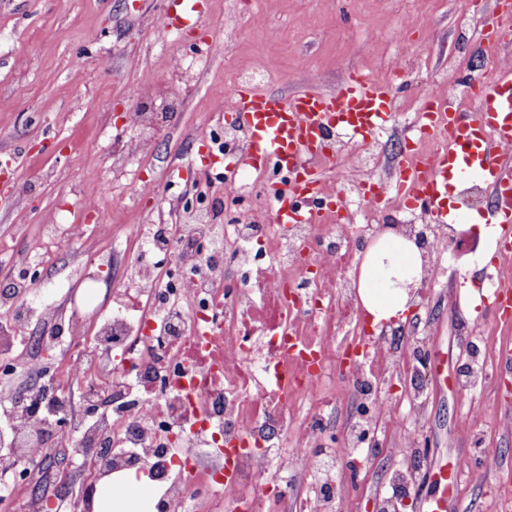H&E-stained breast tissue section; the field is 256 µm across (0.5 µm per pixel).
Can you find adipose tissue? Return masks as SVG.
<instances>
[{"instance_id": "ef3b65f1", "label": "adipose tissue", "mask_w": 512, "mask_h": 512, "mask_svg": "<svg viewBox=\"0 0 512 512\" xmlns=\"http://www.w3.org/2000/svg\"><path fill=\"white\" fill-rule=\"evenodd\" d=\"M388 265L397 268L399 279L417 277L420 259L415 242L384 235L362 265L360 295L367 311L378 321L402 314L410 299L407 290L378 286Z\"/></svg>"}]
</instances>
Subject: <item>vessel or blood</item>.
<instances>
[{
  "label": "vessel or blood",
  "instance_id": "1",
  "mask_svg": "<svg viewBox=\"0 0 512 512\" xmlns=\"http://www.w3.org/2000/svg\"><path fill=\"white\" fill-rule=\"evenodd\" d=\"M511 30L512 11H501L496 27L482 30L479 41L485 49L496 50L500 32ZM477 96L474 112L460 111L442 96L425 97L414 135L443 138L446 146L413 158L400 170L397 189L408 205L425 208L437 223L457 224L470 216L450 200L449 178L483 180L496 191L495 205L478 221L503 225L505 236L511 237L512 68L499 69L493 79L481 82ZM229 110L248 133L240 164L257 166L279 159L295 166L291 191L308 206L298 211L290 198H279L276 223L315 224L322 216L316 200L323 177L319 169L306 165V157L323 152L328 132L338 128L359 141L384 132L395 110V95L391 85L352 73L332 92L302 90L286 100L239 84L232 90ZM432 480L435 491L423 498L420 508L446 512L453 485L442 470Z\"/></svg>",
  "mask_w": 512,
  "mask_h": 512
}]
</instances>
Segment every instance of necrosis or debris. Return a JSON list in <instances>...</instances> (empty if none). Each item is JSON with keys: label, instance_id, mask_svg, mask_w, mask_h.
<instances>
[{"label": "necrosis or debris", "instance_id": "necrosis-or-debris-1", "mask_svg": "<svg viewBox=\"0 0 512 512\" xmlns=\"http://www.w3.org/2000/svg\"><path fill=\"white\" fill-rule=\"evenodd\" d=\"M361 164L326 185L319 224L271 223L269 207L286 183L264 170L225 172L224 191L255 203L244 216L227 215L210 224L200 208L166 227L159 259L132 258L125 264L103 253L86 273L114 271L110 315L87 319L84 312H59L37 300L36 283L22 278L23 307H10L12 322H0V364L24 366L16 331L49 326L43 346L64 341L91 344L95 358L82 380L84 405L108 413L84 414L79 428L57 430L20 408L15 431L26 438L23 457L0 453V473H16L37 460L46 438L73 444L76 454L112 463L113 473L140 472L153 483L144 512H336L345 492L336 470L361 464L364 433H378L401 405L385 384L421 351L412 338L426 319L398 329L373 330L356 309L357 269L368 244L385 227L386 210L400 214L393 234L422 235L421 272L439 283L457 242L449 224L416 223V208L396 195L386 206L363 202L367 184L393 178L371 142ZM361 219L354 227L353 219ZM467 364L455 385L467 394L493 378L512 376L487 353L473 329L459 323ZM379 373L367 375V361ZM498 372H490V364ZM339 389L337 403L315 396ZM294 432L295 448L282 436ZM340 433L341 448L323 450L326 436ZM211 462H204L203 453Z\"/></svg>", "mask_w": 512, "mask_h": 512}]
</instances>
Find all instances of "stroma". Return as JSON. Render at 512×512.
Wrapping results in <instances>:
<instances>
[{"mask_svg":"<svg viewBox=\"0 0 512 512\" xmlns=\"http://www.w3.org/2000/svg\"><path fill=\"white\" fill-rule=\"evenodd\" d=\"M174 0H0V161L18 159L9 180L0 181V293L12 282L13 256L37 249L47 302L69 309L71 296L85 298L84 273L99 253L132 258L142 250L144 225L169 218L173 204L194 206L205 189L209 220L224 221V188L205 186L208 150L204 134L232 122L215 88L238 73L270 71L264 92L283 98L305 88L332 90L348 72L391 82L396 95L393 127L380 139L395 156L415 118V100L441 79L452 80L463 111L478 99L467 86L494 65L512 66V34L498 50L483 53L474 28L497 18L498 0H206L205 12L181 26L172 41L153 30L174 11ZM199 63L187 75L183 63ZM146 96L128 99L130 86ZM129 112H154L160 120L154 145L143 152ZM106 182L87 229L69 252H54L44 239L48 224L78 214L92 184ZM108 222L99 225L97 214ZM458 291L469 294L471 323L490 318L473 292V256L448 264ZM448 291L432 290L439 326L429 341L444 360L442 375L425 369L427 399L423 435L431 451L418 460L419 477L404 488L403 512L419 502L442 465L476 457L481 477L459 475L447 512H491L503 481L512 482V435L499 419L512 415V395L490 384L460 395V338L441 302ZM478 418H468L469 407ZM395 424H388L389 454L371 453L336 503L338 512H371L373 501L391 492L389 475L401 463Z\"/></svg>","mask_w":512,"mask_h":512,"instance_id":"stroma-1","label":"stroma"}]
</instances>
